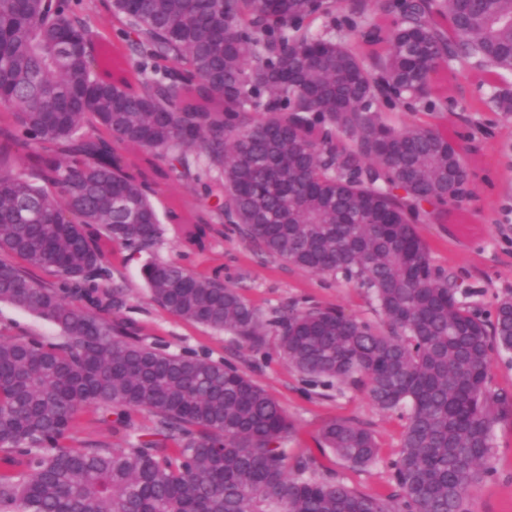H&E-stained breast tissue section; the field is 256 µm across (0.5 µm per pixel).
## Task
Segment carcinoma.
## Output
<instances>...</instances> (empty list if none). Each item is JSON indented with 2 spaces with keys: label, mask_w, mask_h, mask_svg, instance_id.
Returning a JSON list of instances; mask_svg holds the SVG:
<instances>
[{
  "label": "carcinoma",
  "mask_w": 512,
  "mask_h": 512,
  "mask_svg": "<svg viewBox=\"0 0 512 512\" xmlns=\"http://www.w3.org/2000/svg\"><path fill=\"white\" fill-rule=\"evenodd\" d=\"M0 0V303L61 339L0 328V508L17 512H469L493 476L490 387L512 352V295L484 320L417 231L473 196L440 129L458 67L512 115V0ZM322 22V29L313 24ZM419 114L409 126L386 113ZM206 203L165 216L199 249L234 224L262 252L367 290L383 327L334 307L263 319L238 289L174 261L142 276L169 314L279 355L309 385H360L406 410L386 498L323 478L282 447L293 427L236 367L143 343L114 251H153L172 180ZM51 280L38 278L35 271ZM91 410L125 448L73 438ZM146 412L144 430L135 414ZM324 445L379 460L336 419Z\"/></svg>",
  "instance_id": "cac0c4a2"
}]
</instances>
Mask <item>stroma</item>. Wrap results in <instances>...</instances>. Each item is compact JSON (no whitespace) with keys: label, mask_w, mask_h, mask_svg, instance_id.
Returning <instances> with one entry per match:
<instances>
[{"label":"stroma","mask_w":512,"mask_h":512,"mask_svg":"<svg viewBox=\"0 0 512 512\" xmlns=\"http://www.w3.org/2000/svg\"><path fill=\"white\" fill-rule=\"evenodd\" d=\"M492 87L480 85L475 71L461 69L448 92L444 124L455 132L470 170L473 196L449 208L447 218L427 217L418 232L430 249L435 265L455 275L468 288V301L484 318L492 317L499 298L512 293V118L487 109L469 112L468 100L491 97ZM156 255L176 260L193 271L216 274L234 285L263 317L292 304L333 306L345 314L381 325L375 303L354 284L341 278L314 274L289 266L261 252L233 225L205 250L186 247L176 226L166 228ZM144 257L116 255L112 265L128 289L125 316L140 329L142 340L155 349L196 354L236 366L262 386L284 410L294 426L283 445L289 455L317 460L320 474L342 481L374 496H388L393 485L391 462L400 449L403 421L398 413L374 406L362 389L343 391L308 385L302 376L275 353L276 337L252 351L235 336L194 325L154 303L141 274ZM0 326L18 337L37 336L58 341L59 330L31 313L0 304ZM346 418L368 427L380 449L377 463L353 469L320 444L323 425ZM490 465L492 478L471 491V512H512V418L495 424Z\"/></svg>","instance_id":"obj_1"}]
</instances>
